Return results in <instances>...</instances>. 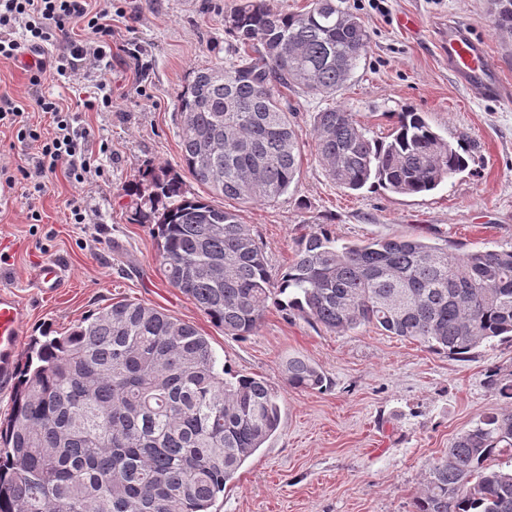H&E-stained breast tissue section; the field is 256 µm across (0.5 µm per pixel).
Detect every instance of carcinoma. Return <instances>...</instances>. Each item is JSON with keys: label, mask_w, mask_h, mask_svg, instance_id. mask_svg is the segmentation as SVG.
I'll return each mask as SVG.
<instances>
[{"label": "carcinoma", "mask_w": 512, "mask_h": 512, "mask_svg": "<svg viewBox=\"0 0 512 512\" xmlns=\"http://www.w3.org/2000/svg\"><path fill=\"white\" fill-rule=\"evenodd\" d=\"M495 22L512 28V0ZM228 64L191 71L178 93L180 156L193 179L243 205L288 192L302 155L284 92L333 98L366 55L369 35L336 0L302 12L236 0ZM316 155L339 188L434 191L466 170L472 147L397 113L391 141L368 136L341 105L313 117ZM132 220L154 225L165 281L226 336L253 334L271 295L336 334L374 326L460 360L512 335V250L463 254L416 236L337 244L320 225L272 275L236 210L187 196L167 169L133 185ZM288 383L323 388L308 360ZM504 406L455 437L421 475L415 512H512V380L488 381ZM280 395L264 377L218 368L209 339L167 310L122 299L36 342L0 423V512H211L217 495L280 429Z\"/></svg>", "instance_id": "carcinoma-1"}]
</instances>
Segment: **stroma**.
Instances as JSON below:
<instances>
[{"label":"stroma","instance_id":"obj_1","mask_svg":"<svg viewBox=\"0 0 512 512\" xmlns=\"http://www.w3.org/2000/svg\"><path fill=\"white\" fill-rule=\"evenodd\" d=\"M370 34L367 54L334 100L290 94L298 112L302 165L287 194L247 207L272 273L287 268L298 238L326 225L343 243L414 235L450 251L512 249V104L470 99L448 71L439 35L448 19L471 26L491 66L512 88V28L496 26V0H337ZM233 0H108L112 41L102 60L42 95L75 112L100 170L84 183L57 171L42 191L19 184L0 207V285L23 298L25 339L60 336L120 299L162 307L210 341L231 373L270 379L281 395V429L218 494L212 512H415L426 462L497 411L487 380L512 375V341L497 340L459 361L372 327L334 334L294 311L270 306L254 335H224L194 302L164 280L152 227L131 220L129 184L144 171L180 168L178 94L196 67L227 60L224 28ZM112 94L84 106V92ZM21 59H0V105L27 112L49 131ZM353 112L384 141L395 113L426 115L443 136L463 134L477 149L468 169L426 194L379 186L336 187L315 156L313 115L330 104ZM79 205L85 223L71 219ZM41 215L29 223V210ZM64 262L70 280L52 296L32 286L39 264ZM318 365L325 387L300 391L285 364Z\"/></svg>","mask_w":512,"mask_h":512}]
</instances>
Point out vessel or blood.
Here are the masks:
<instances>
[{
	"mask_svg": "<svg viewBox=\"0 0 512 512\" xmlns=\"http://www.w3.org/2000/svg\"><path fill=\"white\" fill-rule=\"evenodd\" d=\"M441 47L448 56V68L476 99L508 100L500 80L489 66L485 45L467 26H449L441 37ZM65 266L54 260L42 262L33 281L34 288L49 294L64 288ZM25 308L14 291L0 289V387L10 382L22 345Z\"/></svg>",
	"mask_w": 512,
	"mask_h": 512,
	"instance_id": "1",
	"label": "vessel or blood"
}]
</instances>
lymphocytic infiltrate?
<instances>
[{
  "instance_id": "lymphocytic-infiltrate-1",
  "label": "lymphocytic infiltrate",
  "mask_w": 512,
  "mask_h": 512,
  "mask_svg": "<svg viewBox=\"0 0 512 512\" xmlns=\"http://www.w3.org/2000/svg\"><path fill=\"white\" fill-rule=\"evenodd\" d=\"M77 25L83 35L70 39L69 33ZM21 29L28 32L27 41L17 39ZM111 35L108 10L96 8L92 0H0V58L13 59L26 50L38 53L39 61L29 70V83L36 90L47 82L69 79L79 68L100 60ZM64 38L70 41L68 51L51 55L50 47ZM38 103L52 116V132L47 137L33 128L19 108L0 107V127L14 129L18 141L38 143L40 153L33 170L17 173L1 166L0 186L11 188L23 179L38 192L47 176L60 166L75 182L84 183L95 158L85 146L84 135L75 128V113L44 97Z\"/></svg>"
}]
</instances>
